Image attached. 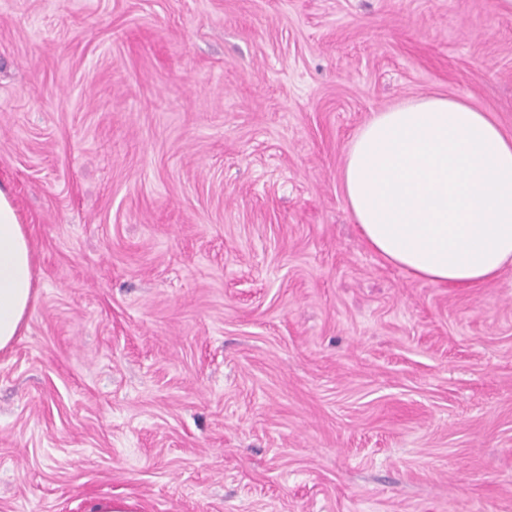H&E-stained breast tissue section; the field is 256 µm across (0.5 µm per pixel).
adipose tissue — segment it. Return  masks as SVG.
Masks as SVG:
<instances>
[{"instance_id": "1", "label": "adipose tissue", "mask_w": 512, "mask_h": 512, "mask_svg": "<svg viewBox=\"0 0 512 512\" xmlns=\"http://www.w3.org/2000/svg\"><path fill=\"white\" fill-rule=\"evenodd\" d=\"M365 243L416 278L470 288L512 265V137L465 101L391 107L352 139L341 173ZM30 236L0 187V351L38 290Z\"/></svg>"}]
</instances>
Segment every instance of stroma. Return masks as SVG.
<instances>
[{"label": "stroma", "mask_w": 512, "mask_h": 512, "mask_svg": "<svg viewBox=\"0 0 512 512\" xmlns=\"http://www.w3.org/2000/svg\"><path fill=\"white\" fill-rule=\"evenodd\" d=\"M429 95L512 136L505 0H0V512H512V268L414 278L341 185ZM30 236L7 189L0 187V351L26 327L37 299Z\"/></svg>", "instance_id": "stroma-1"}]
</instances>
